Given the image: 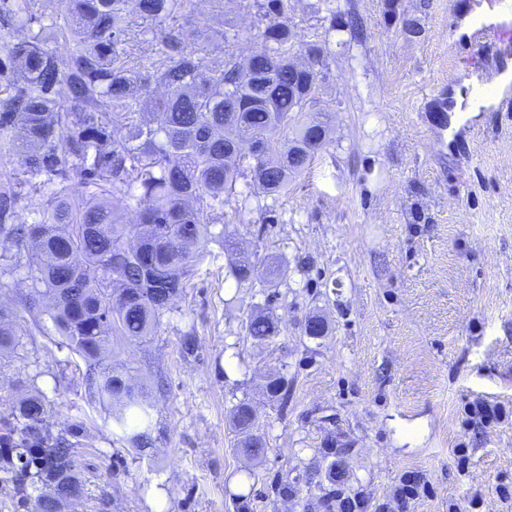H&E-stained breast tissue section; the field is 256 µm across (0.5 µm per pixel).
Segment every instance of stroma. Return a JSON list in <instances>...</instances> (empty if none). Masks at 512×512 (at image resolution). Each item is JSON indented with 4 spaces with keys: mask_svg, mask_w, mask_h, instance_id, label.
I'll return each mask as SVG.
<instances>
[{
    "mask_svg": "<svg viewBox=\"0 0 512 512\" xmlns=\"http://www.w3.org/2000/svg\"><path fill=\"white\" fill-rule=\"evenodd\" d=\"M247 0H191L194 19L240 30L214 58L260 49ZM466 0H290L301 44L328 54L312 111L332 115L330 142L285 194L225 207L211 252L155 336L112 338V364L155 400L156 454L142 458L91 400L84 362L36 332L25 360L0 362V417L29 385L54 405L53 431L85 425L76 464L84 494L67 512H305L274 479L309 467L316 449H349L345 488L366 512H512V107L463 114L438 128L476 78L455 67ZM357 16V38L346 27ZM251 254L253 277L228 275L224 236ZM285 272L266 274L269 258ZM278 320L259 345L251 313ZM324 316L326 336L306 335ZM198 338L185 355L186 331ZM288 379L287 404L265 392ZM505 407L506 422H468L469 403ZM249 402L267 453L235 450L231 409ZM469 453L466 463L454 454ZM417 493L401 497L405 478Z\"/></svg>",
    "mask_w": 512,
    "mask_h": 512,
    "instance_id": "35a3bbf8",
    "label": "stroma"
}]
</instances>
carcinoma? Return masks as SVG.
<instances>
[{
    "label": "carcinoma",
    "mask_w": 512,
    "mask_h": 512,
    "mask_svg": "<svg viewBox=\"0 0 512 512\" xmlns=\"http://www.w3.org/2000/svg\"><path fill=\"white\" fill-rule=\"evenodd\" d=\"M63 22L44 23L36 0H0V294L3 277L25 268L29 302L45 300L42 314L87 366L91 397L108 402L112 425L139 455L154 448L149 393L106 363L110 336H153L163 314L185 294L207 257L209 225L224 205L249 196L240 180L267 196L288 189L328 141L330 114L310 117L300 99L310 84L304 70L288 69L295 32L288 0H252L263 52L242 61L209 57L211 27H174L189 0H68ZM139 34L162 46L149 67L130 64L126 45L134 19ZM64 43L66 52L57 47ZM292 131L288 146L279 136ZM256 151H238L239 133ZM76 180L84 193L68 194ZM120 197L129 222L109 203ZM23 199H37L29 222L17 221ZM232 256L229 276L248 280L254 265ZM26 329L16 310L0 307V356L18 357ZM327 322L309 317L305 333L320 338ZM246 333L264 344L280 333L264 312L250 316ZM267 395L288 404V379L268 378ZM53 405L37 391L20 398L0 425V481L23 493L28 512H57L63 498L80 499L84 484L71 460L84 435L76 422L54 433ZM239 452L264 455L256 417L243 401L231 410ZM309 495L325 512H362L365 501L344 491L331 462L306 471ZM282 499L298 482L278 479Z\"/></svg>",
    "instance_id": "1"
}]
</instances>
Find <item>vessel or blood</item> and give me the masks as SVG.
I'll return each instance as SVG.
<instances>
[{
  "label": "vessel or blood",
  "mask_w": 512,
  "mask_h": 512,
  "mask_svg": "<svg viewBox=\"0 0 512 512\" xmlns=\"http://www.w3.org/2000/svg\"><path fill=\"white\" fill-rule=\"evenodd\" d=\"M468 41L473 52L465 66L481 78L473 94L475 109L484 111L512 100V0H486Z\"/></svg>",
  "instance_id": "1"
}]
</instances>
